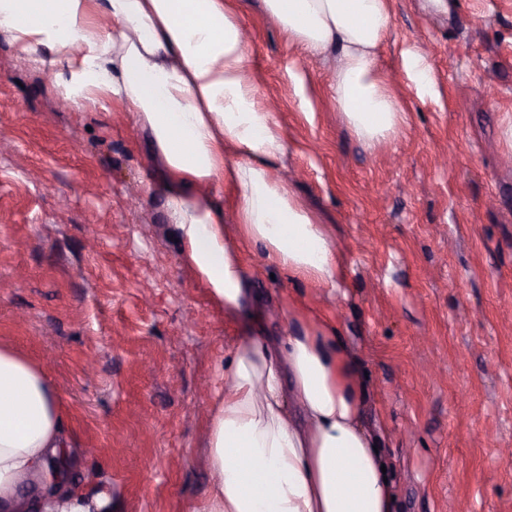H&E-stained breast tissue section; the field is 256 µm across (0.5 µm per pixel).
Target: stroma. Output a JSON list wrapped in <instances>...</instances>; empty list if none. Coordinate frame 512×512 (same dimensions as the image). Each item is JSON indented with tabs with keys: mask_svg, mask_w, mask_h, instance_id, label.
<instances>
[{
	"mask_svg": "<svg viewBox=\"0 0 512 512\" xmlns=\"http://www.w3.org/2000/svg\"><path fill=\"white\" fill-rule=\"evenodd\" d=\"M249 69L288 138L282 174L341 256L333 288L243 248L254 310L187 267L149 136L75 109L0 35V346L46 367L112 512H191L211 475L225 348L282 335L304 296L339 330L384 437L397 512H512V0H393L378 65L407 121L370 149L323 59L244 0ZM425 56L418 93L403 56ZM95 372L86 375L87 360Z\"/></svg>",
	"mask_w": 512,
	"mask_h": 512,
	"instance_id": "35a3bbf8",
	"label": "stroma"
}]
</instances>
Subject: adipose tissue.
<instances>
[{"mask_svg":"<svg viewBox=\"0 0 512 512\" xmlns=\"http://www.w3.org/2000/svg\"><path fill=\"white\" fill-rule=\"evenodd\" d=\"M307 54L329 57L336 104L366 146L390 139L406 112L378 66L390 0H263ZM0 34L53 77L71 107L112 102L151 138L153 185L182 253L233 315L250 305L242 246L281 270L335 287L340 256L281 175L287 138L248 70L232 0H0ZM233 191L226 227L215 190ZM286 333L224 352L212 404V481L192 512H396L380 437L364 422L366 390L336 325L288 300ZM68 409L47 371L0 346V512H106V493L72 483Z\"/></svg>","mask_w":512,"mask_h":512,"instance_id":"ef3b65f1","label":"adipose tissue"}]
</instances>
